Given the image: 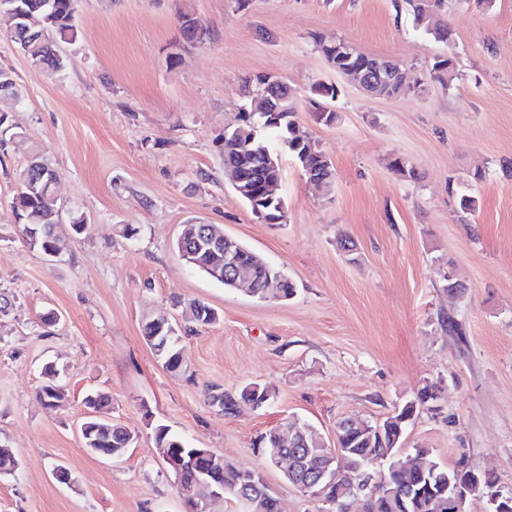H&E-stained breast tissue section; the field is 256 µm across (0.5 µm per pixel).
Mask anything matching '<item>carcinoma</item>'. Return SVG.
<instances>
[{
    "instance_id": "1",
    "label": "carcinoma",
    "mask_w": 512,
    "mask_h": 512,
    "mask_svg": "<svg viewBox=\"0 0 512 512\" xmlns=\"http://www.w3.org/2000/svg\"><path fill=\"white\" fill-rule=\"evenodd\" d=\"M444 0H404L405 9L415 27L433 36L440 42L450 40L448 24L441 22L437 10ZM77 0H15L18 12L39 23L44 31L38 36L29 31V22L17 20L15 28L10 31L12 41L20 47L30 62L37 67L47 66L55 71L62 69L63 58L58 55V43H73L80 34L75 24ZM325 57L333 62L338 70L345 68L364 69L367 55L352 50L346 54L336 52L331 45L322 46ZM455 59L451 56L437 57L432 66V78L443 84L454 79ZM378 93L392 97L405 90L406 71L391 65V72L381 75L375 71L368 72ZM261 85L258 95L251 97L242 112L248 114L240 118V123L228 129L224 137V168L238 170L246 175L251 186L252 196H240L250 208L252 214L264 213L265 223L275 224L285 220L286 215L279 211L274 203L266 201L262 188L264 181L275 180L280 172L266 165V151L273 150L271 140L284 136L288 138L289 153L301 166L307 181L321 178L324 184H331L334 172L331 161L326 154L308 140H301L296 135L295 115L297 108L290 88L274 89L262 77L257 78ZM53 173L50 165L38 158L30 161L21 170L19 179L33 186L31 190L15 196L13 204L21 226V233L30 248L42 253L55 246V217L58 203L53 194L44 189L47 177ZM203 224H184L175 242L177 251H186V264L207 275L210 279L224 283V249L200 248L196 240L202 237ZM238 260L253 272V296L266 298L270 267L261 262L259 254L243 243H234ZM187 320L197 326H209L218 319L217 313L210 306L201 302L186 305ZM166 317L159 316L148 322L144 328V338L155 356L162 362L173 365L179 351L183 349L181 330L173 324L166 323V329L172 333H158ZM46 381L38 391V397L46 405L56 406L66 400V391L57 382V370L51 366L45 369ZM271 389L258 383L244 386L238 393L232 394L213 389L209 393L211 402H216L226 413H234L242 404L261 403L266 405L273 400ZM81 403L91 409L93 414L84 418L80 433L84 448L93 455L102 456L116 448H131L137 436L131 431L112 423L110 418L111 398L99 391H90L81 399ZM413 409L402 407L399 412L383 420L386 424L382 436L369 437L357 429L339 431L338 443L347 454L365 467L373 468V463L383 460L390 446L398 437L399 430L406 424L397 422L403 415L412 414ZM184 438L171 432L164 425L156 427L155 445L158 448H173L175 443ZM414 458L425 466V471L415 469L411 474L394 477L397 493L387 498L376 494L366 504V512H448V508L435 510L433 498L443 490H448V477H467L472 468L467 466L465 458H460L455 466L445 467L437 462L426 448L415 449ZM250 471L223 460L219 466L212 468V479L224 483L231 490V497L241 503L245 512H279L278 498L265 497L249 482Z\"/></svg>"
}]
</instances>
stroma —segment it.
I'll list each match as a JSON object with an SVG mask.
<instances>
[{"mask_svg": "<svg viewBox=\"0 0 512 512\" xmlns=\"http://www.w3.org/2000/svg\"><path fill=\"white\" fill-rule=\"evenodd\" d=\"M183 12L204 42L184 40ZM442 15L447 42L416 29L397 0H79L80 36L58 44V74L32 66L0 16V68L20 93L16 136L0 150V294L11 301L0 316V446L18 460L0 475V512H181L159 425L262 470L282 512H320L268 465L260 437L297 420L331 441L339 420L384 419L427 387L434 398L418 405L401 452L427 448L447 466L467 457L512 496V0H445ZM338 39L416 80L450 55L456 76L372 97L327 62L320 45ZM259 75L288 83L299 134L334 167L319 190L282 153V224L257 222L224 171V129ZM319 82L337 97L314 95ZM36 156L62 208L53 259L26 244L12 204ZM397 156L418 180L391 170ZM461 194L475 213L460 212ZM75 214L89 224L80 235ZM189 221L281 266L294 296L260 301L189 268L173 248ZM448 272L463 294L449 295ZM192 300L219 319L186 335L171 372L143 328ZM49 363L67 392L56 407L37 397ZM250 383L273 402L228 415L207 395ZM89 390L108 393L113 423L137 436L121 459L83 447ZM58 464L72 484L55 479Z\"/></svg>", "mask_w": 512, "mask_h": 512, "instance_id": "stroma-1", "label": "stroma"}]
</instances>
